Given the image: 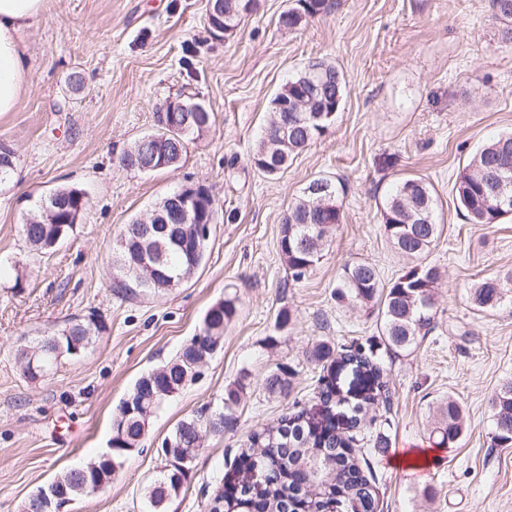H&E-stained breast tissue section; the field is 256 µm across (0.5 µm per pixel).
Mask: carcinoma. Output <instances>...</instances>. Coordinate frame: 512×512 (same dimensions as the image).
Returning a JSON list of instances; mask_svg holds the SVG:
<instances>
[{"instance_id":"1","label":"carcinoma","mask_w":512,"mask_h":512,"mask_svg":"<svg viewBox=\"0 0 512 512\" xmlns=\"http://www.w3.org/2000/svg\"><path fill=\"white\" fill-rule=\"evenodd\" d=\"M490 0L492 16L503 25L505 41L512 43V7ZM246 0H211L208 24L224 26V34L234 33L245 11ZM326 0H293L288 8L286 28L298 27L309 17L322 13ZM345 79L336 67L322 61L312 62L288 81L272 101V121L265 127L250 155L252 164L268 176H277L288 168V162L322 136L335 119L344 94ZM304 99L307 112H283L282 105ZM213 113H197V118L180 134L188 136L207 128ZM187 146L182 149L163 145H145L136 141L118 160L119 168L141 171L140 164L157 156L156 164L171 168L180 162ZM15 167V153L0 143V182L9 178ZM504 180L505 199L497 200L489 193V185ZM453 191L457 207L469 224H498L512 216V133L501 134L484 144L460 171ZM58 203L47 199L38 211L30 214L22 225L25 243L34 251L52 249L59 240L73 233L87 201L80 191L60 187L53 191ZM198 211L194 223L212 220L214 200L204 186L196 190ZM316 195L303 191L283 217L280 249L292 279H303L323 257V251L342 223V205L338 197L330 200L320 223L311 221L320 213L311 208ZM437 197L434 187L421 177L400 180L381 211L384 233L398 254L414 260V265L388 282L380 271L365 262L346 263L336 281V304H358L380 315V342L368 346L350 345L342 348L340 358L335 349L321 341L310 350L312 361L327 369L319 378L318 403L307 409L293 403L297 410L282 415L277 423L254 430L249 447L243 449L220 479L221 490L211 502L210 512H326L337 503L341 512H379L380 498L372 472L362 466L352 454V443L361 431L369 410L379 404L388 387L387 369L381 354L394 355L416 348L435 327L437 315L436 291L440 272L425 263V257L440 239L443 228L436 222ZM192 223V224H194ZM192 224H176V237L137 240L131 225L124 226L112 247V262L118 268L111 285L121 298L146 291L167 293L190 279L202 265L204 255H193L186 246L192 236ZM164 255V261L154 272L145 276L140 263L146 252ZM470 303L477 312H489L512 302V271L482 278L472 284ZM237 313L236 299L226 297L212 305L204 318L203 327L182 347L177 356L166 364L142 375L129 393L116 406L111 440L112 453L97 460L63 471L42 487L45 492V512H56L54 494L62 492L71 499L89 494H104L112 476L125 458L140 449L150 419L162 404L177 395L187 383L199 375L198 367L213 356L212 348L224 344V326ZM104 326L94 316L81 324L65 323L55 329L59 336L57 348L42 352L41 369L33 370L27 362L28 350L39 343L22 344L17 358L23 374L37 381L52 373L58 359H77L72 353L75 343H82L86 352L93 337ZM358 369L363 386L351 403L331 377L336 362ZM295 373L277 364L264 379L268 397L286 400L293 391ZM245 377L229 383L224 390V407L181 420L170 436L163 440L165 465L157 478L146 488L148 512H167L168 504L179 495L187 472L177 466L183 457L198 455L199 435L203 432L219 435L233 420L234 407L245 392ZM497 446H512V379L504 380L493 391L490 400ZM465 431L461 405L452 397L433 407L430 435L439 447L457 443ZM373 447L390 445V424L379 423L372 432Z\"/></svg>"}]
</instances>
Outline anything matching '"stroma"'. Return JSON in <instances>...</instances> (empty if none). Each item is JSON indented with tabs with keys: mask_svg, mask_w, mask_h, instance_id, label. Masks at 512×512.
Listing matches in <instances>:
<instances>
[{
	"mask_svg": "<svg viewBox=\"0 0 512 512\" xmlns=\"http://www.w3.org/2000/svg\"><path fill=\"white\" fill-rule=\"evenodd\" d=\"M290 0H257L232 36L207 23L208 0H45L23 32L27 76L14 111L0 114V142L16 167L0 184V512H21L38 487L109 449L113 410L142 375L174 358L206 311L225 296L237 313L224 346L200 376L151 419L142 451L126 457L107 493L73 512H142L146 486L164 464L162 441L177 423L216 407L241 370L250 373L237 423L204 436L169 512H208L225 464L251 430L273 424L288 403L268 398L276 363L295 372L293 400L316 402V342L368 343L376 313L336 302L344 264L367 262L383 279L410 264L383 233L393 184L421 176L438 195L443 232L426 260L441 279L436 325L410 352L386 358L390 401L377 412L392 444L369 449L382 512H512V447L494 446L489 398L512 378V304L479 313L480 278L512 270V218L469 224L452 192L459 171L493 136L512 131V43L489 0H327L294 29L278 24ZM345 77L327 132L275 177L249 161L271 101L308 63ZM213 112L172 168L138 173L117 161L154 132L153 114L178 95ZM340 182L343 219L321 261L293 281L279 249L289 206L314 178ZM202 184L215 200L203 263L165 295L118 298L112 244L125 224L149 216L172 191ZM60 186L87 205L73 234L31 251L21 228ZM290 310L279 327L276 317ZM105 330L79 360L62 359L43 380L26 379L16 348L74 317ZM457 398L467 430L453 447L429 437L433 403ZM429 455V476L395 458Z\"/></svg>",
	"mask_w": 512,
	"mask_h": 512,
	"instance_id": "obj_1",
	"label": "stroma"
}]
</instances>
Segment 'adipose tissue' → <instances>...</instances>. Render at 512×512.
Segmentation results:
<instances>
[{
	"instance_id": "adipose-tissue-1",
	"label": "adipose tissue",
	"mask_w": 512,
	"mask_h": 512,
	"mask_svg": "<svg viewBox=\"0 0 512 512\" xmlns=\"http://www.w3.org/2000/svg\"><path fill=\"white\" fill-rule=\"evenodd\" d=\"M43 9L44 0H0V113L14 110L25 79L19 34Z\"/></svg>"
}]
</instances>
